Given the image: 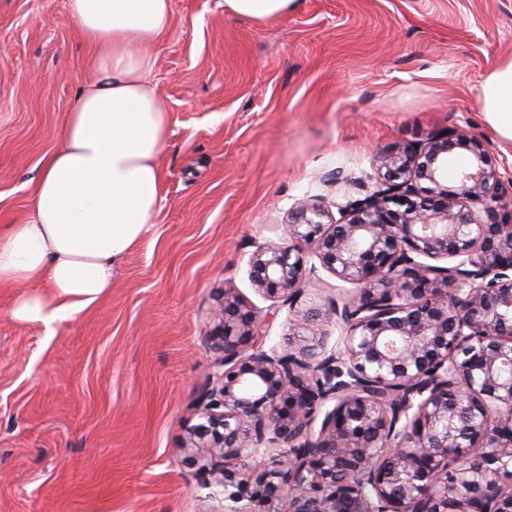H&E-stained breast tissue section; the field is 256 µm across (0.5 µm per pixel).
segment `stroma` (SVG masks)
<instances>
[{
	"label": "stroma",
	"instance_id": "stroma-1",
	"mask_svg": "<svg viewBox=\"0 0 512 512\" xmlns=\"http://www.w3.org/2000/svg\"><path fill=\"white\" fill-rule=\"evenodd\" d=\"M152 51L172 121L162 208L112 290L47 332L0 287V512H220L181 451L207 387L203 342L295 202L361 196L377 151L458 128L512 175L477 89L512 54V0H297L256 23L172 0ZM68 0H0V227L28 211L86 78ZM353 183H335L336 169Z\"/></svg>",
	"mask_w": 512,
	"mask_h": 512
}]
</instances>
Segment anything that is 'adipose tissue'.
I'll use <instances>...</instances> for the list:
<instances>
[{
  "mask_svg": "<svg viewBox=\"0 0 512 512\" xmlns=\"http://www.w3.org/2000/svg\"><path fill=\"white\" fill-rule=\"evenodd\" d=\"M295 6L224 0L225 12L258 22ZM68 17L92 49L84 86L29 214L0 231V286L20 289L11 314L47 328L105 296L117 262L156 224L171 123L147 51L173 28L171 0H68ZM478 99L485 124L512 144V55L485 76Z\"/></svg>",
  "mask_w": 512,
  "mask_h": 512,
  "instance_id": "obj_1",
  "label": "adipose tissue"
}]
</instances>
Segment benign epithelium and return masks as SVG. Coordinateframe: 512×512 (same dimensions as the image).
<instances>
[{"instance_id": "1", "label": "benign epithelium", "mask_w": 512, "mask_h": 512, "mask_svg": "<svg viewBox=\"0 0 512 512\" xmlns=\"http://www.w3.org/2000/svg\"><path fill=\"white\" fill-rule=\"evenodd\" d=\"M368 180L336 218L298 201L287 241L252 253L259 290L288 306L284 341L224 292L182 451L225 512H512V179L450 128L364 179L336 172ZM318 268L338 293L302 308Z\"/></svg>"}]
</instances>
